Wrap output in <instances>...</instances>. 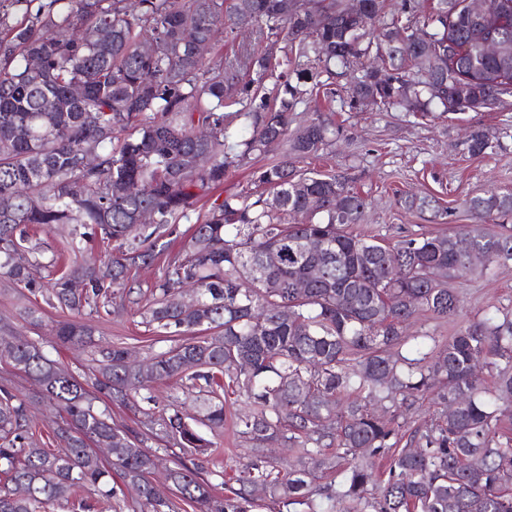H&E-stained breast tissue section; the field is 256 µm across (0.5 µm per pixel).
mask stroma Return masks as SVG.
<instances>
[{"label": "stroma", "instance_id": "obj_1", "mask_svg": "<svg viewBox=\"0 0 512 512\" xmlns=\"http://www.w3.org/2000/svg\"><path fill=\"white\" fill-rule=\"evenodd\" d=\"M321 111L330 113L340 130L333 148L338 172L372 201L362 224L363 231L389 241L412 232L447 230L455 224L475 223L476 217L464 204L466 196L493 188H512V110L506 112L465 111L458 114L433 113L427 118L396 107L389 110L351 107L346 85L336 87L334 101H318ZM488 130L496 139L492 153L471 156L465 144L471 128ZM433 199L424 210L408 208L406 192ZM464 307L462 320L481 319L498 307H512V262L493 267L486 275L461 281ZM8 319L14 336L40 341L45 354L75 374L87 373L96 364V347L106 342L122 343L138 358L176 345L175 337L146 325L136 311L117 310L95 320L91 344L67 347L57 344L53 327L71 319L69 310L49 304L41 294L12 285L0 277V317ZM156 402L142 404L140 412L110 405L117 425L138 429L148 448L164 447V440L142 425V413L159 415L175 403L192 408L194 391L173 379L156 384ZM213 443V454L204 464L203 476L211 481L216 495L227 494L221 480L232 477L240 463L253 451L233 433L205 430Z\"/></svg>", "mask_w": 512, "mask_h": 512}]
</instances>
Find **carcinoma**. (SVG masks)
I'll list each match as a JSON object with an SVG mask.
<instances>
[{"label": "carcinoma", "instance_id": "cac0c4a2", "mask_svg": "<svg viewBox=\"0 0 512 512\" xmlns=\"http://www.w3.org/2000/svg\"><path fill=\"white\" fill-rule=\"evenodd\" d=\"M485 2L498 22L486 37L512 42V0ZM283 3L0 0V202L10 200L0 206V275L74 314L55 328L63 344L92 336L85 310L108 315L126 301L184 337L148 370L128 348L102 346L90 383L39 342L0 336V362L61 413L53 434L62 445L37 447L33 402L0 386V512L82 508L87 495L124 503L127 488L132 512H173L150 480L156 452L100 405L136 410L139 399L155 401L152 382L175 377L198 388L197 415L175 407L157 425L183 451L169 480L198 512H252L260 492L278 512H512V310L462 323L442 346L406 332L422 315L458 318L457 281L512 261V189L465 200L486 225L392 244L354 233L367 197L343 174L303 167L333 145L331 115L295 116L315 96L334 98L338 79L353 105L423 117L493 110L512 98V61L485 52L466 0L427 10L424 0H360L356 12L348 0H297L288 13ZM237 32L254 45L231 60L211 55ZM269 80L271 98L260 94ZM460 84L465 104L454 99ZM272 147L282 155L253 171V188L195 214L229 168ZM467 148L487 154L491 135L472 130ZM143 211L152 223L139 222ZM183 221L193 222L188 241L156 250ZM54 224L80 229L63 244V271L29 240L32 226ZM89 238L112 245L107 261L84 254ZM464 238L486 255L483 266L469 269ZM158 262L161 274L142 288L131 270ZM314 264L322 276L298 293ZM186 288L196 303H184ZM232 395L248 407L234 414L237 435L257 448L277 443L297 465L257 455L218 497L202 477L212 443L194 423L224 429ZM429 395L435 419L403 434L398 418ZM379 458L389 461L384 475L374 472Z\"/></svg>", "mask_w": 512, "mask_h": 512}]
</instances>
